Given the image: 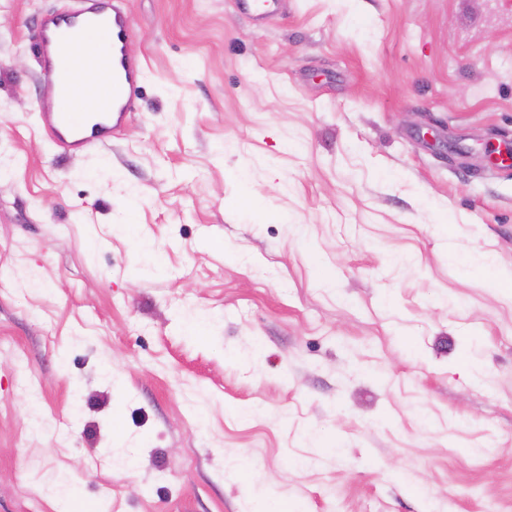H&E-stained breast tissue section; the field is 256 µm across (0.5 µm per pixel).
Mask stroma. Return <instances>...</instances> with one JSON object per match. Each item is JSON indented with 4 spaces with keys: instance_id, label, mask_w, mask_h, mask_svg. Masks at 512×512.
Here are the masks:
<instances>
[{
    "instance_id": "obj_1",
    "label": "stroma",
    "mask_w": 512,
    "mask_h": 512,
    "mask_svg": "<svg viewBox=\"0 0 512 512\" xmlns=\"http://www.w3.org/2000/svg\"><path fill=\"white\" fill-rule=\"evenodd\" d=\"M67 2L0 0V512H512V0H127L64 155ZM79 6L56 14H46L39 20L32 43L50 91L37 100L40 120L47 135L65 152H84L102 148L112 141L114 134L136 110V100L144 79L142 64L132 57L128 45L136 32L131 24L123 0H82ZM90 26L103 29L108 37L106 51L100 35L89 31ZM71 48V52H70ZM103 58L90 55V52ZM72 57L80 68L77 71L71 97L70 112H88L89 103L81 94L82 86L94 84L98 88L96 105L102 106L112 99L110 112L89 128L83 127L72 113L65 112V100L70 91V79L75 73ZM112 73V81L98 66ZM113 86V93H112ZM55 91V95L53 94ZM278 0H236V8L240 15L260 20L272 13Z\"/></svg>"
}]
</instances>
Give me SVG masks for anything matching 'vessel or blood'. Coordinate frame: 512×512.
<instances>
[{
	"label": "vessel or blood",
	"mask_w": 512,
	"mask_h": 512,
	"mask_svg": "<svg viewBox=\"0 0 512 512\" xmlns=\"http://www.w3.org/2000/svg\"><path fill=\"white\" fill-rule=\"evenodd\" d=\"M278 0H235L240 15L260 20L272 13ZM96 26L108 37L105 56H88L87 64L105 67L112 74V108L90 127L66 112L65 100L74 74L71 44L84 30ZM136 32L124 0H81L78 7L39 20L32 43L49 91L37 100L40 120L47 135L65 152H84L111 143L114 134L136 109L144 79L141 63L132 57L128 46Z\"/></svg>",
	"instance_id": "obj_1"
}]
</instances>
